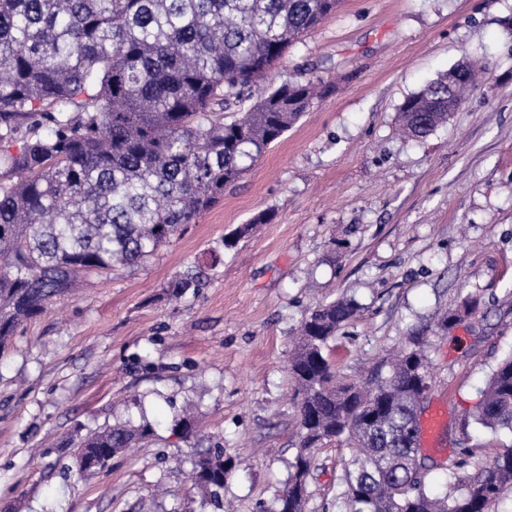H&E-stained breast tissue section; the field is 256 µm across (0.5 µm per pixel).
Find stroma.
Wrapping results in <instances>:
<instances>
[{"instance_id": "1", "label": "stroma", "mask_w": 512, "mask_h": 512, "mask_svg": "<svg viewBox=\"0 0 512 512\" xmlns=\"http://www.w3.org/2000/svg\"><path fill=\"white\" fill-rule=\"evenodd\" d=\"M511 16L512 0H343L304 37L273 81L332 92L169 245L89 278L0 356V512H274L296 452L288 357L302 320L338 299L359 307L327 348L341 378L427 355L446 421L423 453L444 491L468 413L512 352ZM468 51L489 66L481 91L406 138L399 105ZM264 210L270 223L225 248ZM197 264L203 288L171 295ZM187 406L203 441L175 429ZM129 420L153 437L81 476L73 446ZM218 446L236 464L219 504L189 479ZM343 454L320 450L305 512H344Z\"/></svg>"}]
</instances>
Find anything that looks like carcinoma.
<instances>
[{
  "label": "carcinoma",
  "mask_w": 512,
  "mask_h": 512,
  "mask_svg": "<svg viewBox=\"0 0 512 512\" xmlns=\"http://www.w3.org/2000/svg\"><path fill=\"white\" fill-rule=\"evenodd\" d=\"M340 0H0V351L18 327L73 291L83 274L132 268L224 198L276 140L329 92L288 80L256 100L308 32ZM464 59L406 97L398 120L424 139L481 86ZM250 102L230 121L224 113ZM50 130L48 135L41 130ZM19 145L12 153L5 146ZM274 212L235 231L243 238ZM199 268L168 288L201 286ZM357 313L352 301L314 309L288 361L298 450L276 512H304L316 453L347 445L346 512H491L512 490V444L489 461L466 446L448 465L446 491L426 480L418 410L430 389L423 354L405 350L365 386L339 378L326 352ZM478 430L512 435V352L470 414ZM153 435L107 426L74 452L85 475ZM235 465L224 450L198 459L194 484L218 498Z\"/></svg>",
  "instance_id": "carcinoma-1"
}]
</instances>
